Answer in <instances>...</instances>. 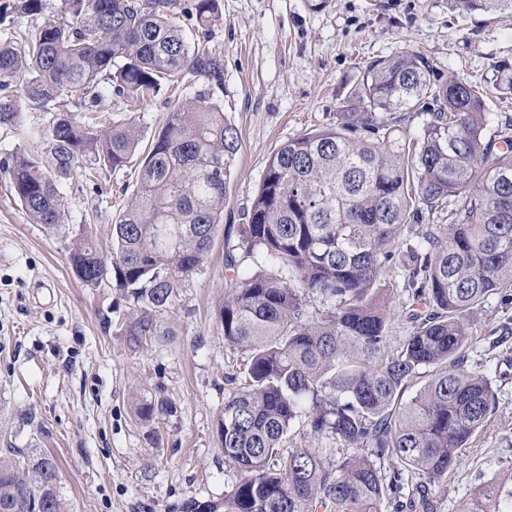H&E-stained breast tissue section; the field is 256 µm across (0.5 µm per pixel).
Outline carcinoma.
<instances>
[{
  "label": "carcinoma",
  "mask_w": 512,
  "mask_h": 512,
  "mask_svg": "<svg viewBox=\"0 0 512 512\" xmlns=\"http://www.w3.org/2000/svg\"><path fill=\"white\" fill-rule=\"evenodd\" d=\"M45 2L0 4L40 20L0 39V128L17 129L26 107L54 112L0 160L32 223H65L75 176L95 185L129 166L145 97L193 89L139 161L110 255L86 236L70 249L84 285L108 282L132 302L130 335L157 336L201 271L239 150L218 97L224 63L209 48L219 0H195L194 32L171 0H64L56 17ZM455 2L463 15L512 12V0ZM436 70L414 50L373 60L336 122L268 159L225 254L235 277L220 321L243 364L217 437L240 478L185 512H434V487L496 411L490 379L468 365L469 315L491 294L512 301V119L487 111L470 82H435ZM107 95L127 115L102 114ZM414 112L429 120L412 136ZM396 288L425 311L406 313L409 333L392 349ZM312 300L322 309L309 315ZM299 421L337 447H288ZM0 512H66L56 459L1 458ZM467 512H512V462L475 488Z\"/></svg>",
  "instance_id": "obj_1"
}]
</instances>
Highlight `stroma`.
Returning <instances> with one entry per match:
<instances>
[{
  "label": "stroma",
  "mask_w": 512,
  "mask_h": 512,
  "mask_svg": "<svg viewBox=\"0 0 512 512\" xmlns=\"http://www.w3.org/2000/svg\"><path fill=\"white\" fill-rule=\"evenodd\" d=\"M210 46L224 61V112L240 148L202 273L180 288L158 336L134 345V308L111 285L88 287L69 259L75 235L110 248L135 169L103 173L67 192L66 223H31L0 175V456L53 455L69 512H183L223 497L239 479L224 462L216 423L240 364L219 312L234 273L225 253L281 144L332 123L373 58L410 48L439 62L438 77L480 84L489 111L512 116L496 80L512 72V14L460 15L454 0H220ZM512 302L492 295L471 316L473 369L498 407L436 488L437 512H464L473 489L512 460V336L495 342ZM164 402L141 420L137 408Z\"/></svg>",
  "instance_id": "obj_1"
}]
</instances>
